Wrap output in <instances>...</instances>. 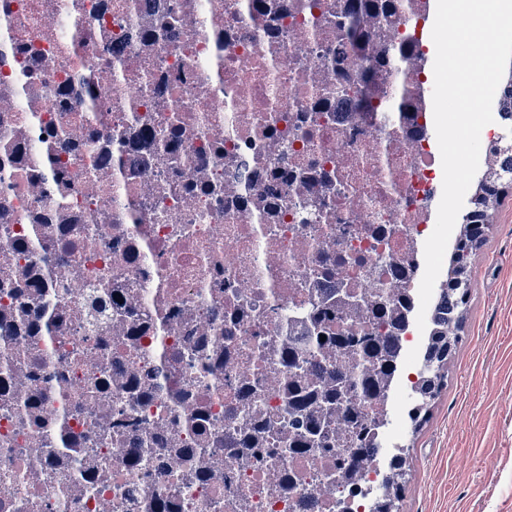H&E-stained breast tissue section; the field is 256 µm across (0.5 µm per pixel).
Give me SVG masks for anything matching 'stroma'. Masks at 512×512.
Segmentation results:
<instances>
[{
	"label": "stroma",
	"mask_w": 512,
	"mask_h": 512,
	"mask_svg": "<svg viewBox=\"0 0 512 512\" xmlns=\"http://www.w3.org/2000/svg\"><path fill=\"white\" fill-rule=\"evenodd\" d=\"M472 263L447 387L420 428L409 399L387 427L388 447L409 462L401 512H512V191Z\"/></svg>",
	"instance_id": "35a3bbf8"
}]
</instances>
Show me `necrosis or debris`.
I'll list each match as a JSON object with an SVG mask.
<instances>
[{
    "mask_svg": "<svg viewBox=\"0 0 512 512\" xmlns=\"http://www.w3.org/2000/svg\"><path fill=\"white\" fill-rule=\"evenodd\" d=\"M0 0V512H366L433 231L431 0ZM388 298L395 315L378 310ZM51 330H44L45 316ZM332 336L311 348L315 330ZM357 420L337 418V409ZM367 358L371 362V367L364 373L368 384H363V388L371 396L380 392L383 384L389 385L395 374L394 353L392 346L384 339L370 338L367 340L362 350H357L351 356V366L354 368L359 362ZM292 401L289 402V406L294 411V418L297 422L296 427V438L293 439V444L296 446L295 449L303 450L308 448L315 442L317 436V427L315 423L310 420L311 413L308 412V408L313 404L310 401L308 395L299 394L298 391L293 392Z\"/></svg>",
    "mask_w": 512,
    "mask_h": 512,
    "instance_id": "necrosis-or-debris-1",
    "label": "necrosis or debris"
}]
</instances>
